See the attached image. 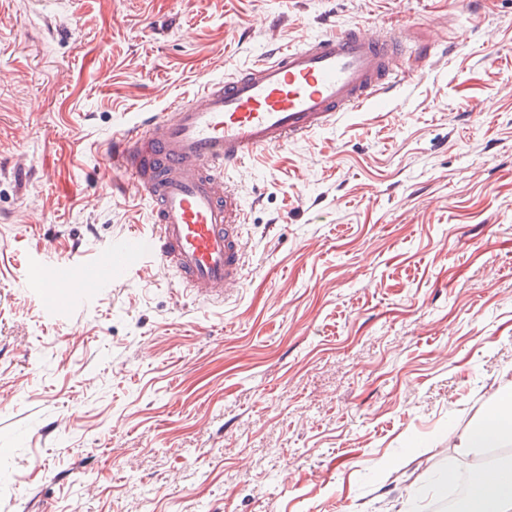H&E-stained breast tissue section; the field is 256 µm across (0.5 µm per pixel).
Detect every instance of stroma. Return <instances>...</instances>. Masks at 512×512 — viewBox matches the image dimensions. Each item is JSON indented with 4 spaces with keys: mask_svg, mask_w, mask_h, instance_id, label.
<instances>
[{
    "mask_svg": "<svg viewBox=\"0 0 512 512\" xmlns=\"http://www.w3.org/2000/svg\"><path fill=\"white\" fill-rule=\"evenodd\" d=\"M352 27L413 72L229 173L240 288L46 315L31 263L153 231L115 132ZM508 379L512 0H0V512H440Z\"/></svg>",
    "mask_w": 512,
    "mask_h": 512,
    "instance_id": "stroma-1",
    "label": "stroma"
}]
</instances>
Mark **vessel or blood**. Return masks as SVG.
Here are the masks:
<instances>
[{"label": "vessel or blood", "mask_w": 512, "mask_h": 512, "mask_svg": "<svg viewBox=\"0 0 512 512\" xmlns=\"http://www.w3.org/2000/svg\"><path fill=\"white\" fill-rule=\"evenodd\" d=\"M401 51L399 33L339 30L207 83L142 129L115 133L110 162L151 203L156 231L114 241L84 266L34 264L47 315L64 309V289L104 283L146 258L192 295L218 301L240 287L244 208L216 168L237 169L254 152L325 129L364 105L386 109Z\"/></svg>", "instance_id": "obj_1"}]
</instances>
